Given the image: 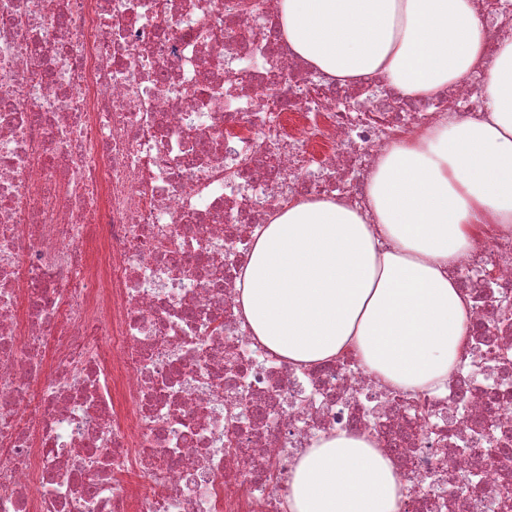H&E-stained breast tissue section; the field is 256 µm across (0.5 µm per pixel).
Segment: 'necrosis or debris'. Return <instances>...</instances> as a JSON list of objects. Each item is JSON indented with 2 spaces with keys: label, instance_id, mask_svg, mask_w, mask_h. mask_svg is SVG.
I'll list each match as a JSON object with an SVG mask.
<instances>
[{
  "label": "necrosis or debris",
  "instance_id": "obj_1",
  "mask_svg": "<svg viewBox=\"0 0 512 512\" xmlns=\"http://www.w3.org/2000/svg\"><path fill=\"white\" fill-rule=\"evenodd\" d=\"M485 103L480 70L433 98L329 80L278 0H0V512H288L295 449L353 430L400 512H512V227L450 270L476 349L440 390L296 367L238 302L285 197L366 208L387 146Z\"/></svg>",
  "mask_w": 512,
  "mask_h": 512
}]
</instances>
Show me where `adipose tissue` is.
<instances>
[{"label": "adipose tissue", "instance_id": "ef3b65f1", "mask_svg": "<svg viewBox=\"0 0 512 512\" xmlns=\"http://www.w3.org/2000/svg\"><path fill=\"white\" fill-rule=\"evenodd\" d=\"M293 52L343 84L381 76L434 97L483 63L472 0H279ZM486 114L404 138L380 157L368 208L292 197L255 232L239 302L253 336L292 364L354 354L381 386L447 381L468 302L449 269L480 224L512 226V42L485 78ZM396 463L369 433L318 437L289 481V512H399Z\"/></svg>", "mask_w": 512, "mask_h": 512}]
</instances>
